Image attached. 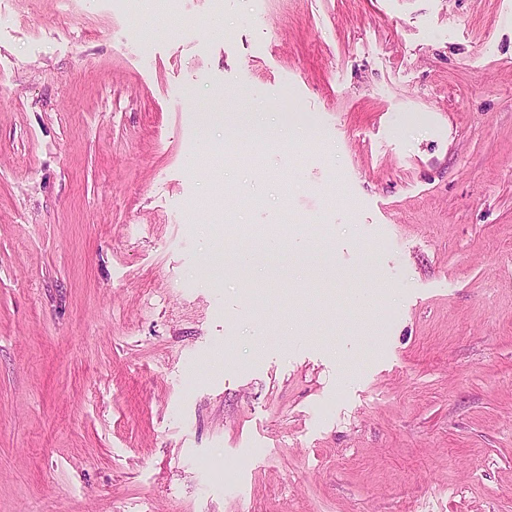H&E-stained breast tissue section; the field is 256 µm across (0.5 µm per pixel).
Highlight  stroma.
<instances>
[{"label":"stroma","mask_w":512,"mask_h":512,"mask_svg":"<svg viewBox=\"0 0 512 512\" xmlns=\"http://www.w3.org/2000/svg\"><path fill=\"white\" fill-rule=\"evenodd\" d=\"M0 512H512V0H0Z\"/></svg>","instance_id":"stroma-1"}]
</instances>
